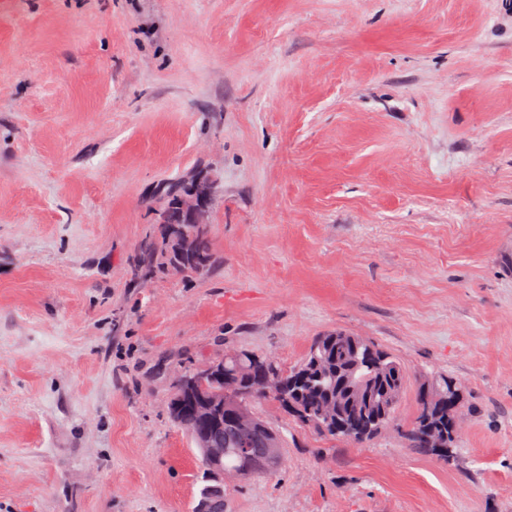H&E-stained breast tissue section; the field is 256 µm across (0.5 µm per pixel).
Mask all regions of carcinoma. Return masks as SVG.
Wrapping results in <instances>:
<instances>
[{"label": "carcinoma", "mask_w": 512, "mask_h": 512, "mask_svg": "<svg viewBox=\"0 0 512 512\" xmlns=\"http://www.w3.org/2000/svg\"><path fill=\"white\" fill-rule=\"evenodd\" d=\"M191 186V181L174 183L166 186L160 193L156 204L149 205L154 215V223L159 224L165 212L170 209ZM197 250L201 251L198 259L176 257L171 254L169 244L161 241L150 244L137 258L136 272L161 274L166 267L174 265L188 277L204 276L217 264L218 259L212 251L210 240H202ZM362 340L341 330L331 331L315 338L308 348L310 356L291 370L283 371V383L275 391L257 392L248 396L249 404L262 400H273L279 404L293 419L316 432L329 437L336 434L329 428H322V418L318 415L321 407L332 403L339 404L344 410L368 398L374 406L384 396L395 393L402 396L407 388V376L401 363L394 356H389L381 369H370L359 361L353 353V344ZM270 356L248 350H235L233 356L226 359L217 358L204 366L180 371L175 376L168 401V413L178 426L189 431L197 422L192 414V405L184 394L182 377L197 373L203 375L216 362H224V368L236 371L238 382L246 381L250 375L263 368ZM418 413L408 430L407 439L410 447L446 461L454 453L455 418L459 417L461 406L451 411L446 409L439 413L426 412L431 406L422 393H417ZM259 426L251 429L250 443L231 444L224 451L222 469L236 472L241 467L243 449L257 448L267 438V431L273 430L263 418H258Z\"/></svg>", "instance_id": "obj_1"}]
</instances>
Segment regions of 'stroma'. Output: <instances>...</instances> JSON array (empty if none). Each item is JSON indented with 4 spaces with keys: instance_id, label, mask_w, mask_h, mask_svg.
<instances>
[{
    "instance_id": "obj_1",
    "label": "stroma",
    "mask_w": 512,
    "mask_h": 512,
    "mask_svg": "<svg viewBox=\"0 0 512 512\" xmlns=\"http://www.w3.org/2000/svg\"><path fill=\"white\" fill-rule=\"evenodd\" d=\"M207 174L221 261L140 281ZM343 330L408 374L370 442L272 401L226 512H512V0H0V512H193L172 377ZM464 406L410 449L421 384ZM195 177L188 181L169 184L160 193L156 204L149 208L154 215V224H161L165 212L170 209L191 186ZM218 192V183L212 178L198 175L189 189L188 195L170 212L166 213L162 224L170 225L174 231L172 248L180 254L188 247L194 231H200L207 223V213L211 200ZM154 204V205H153ZM212 206L210 207L211 210ZM463 396L459 398L456 408L448 413V408L439 413L433 412L431 402L427 401L422 395L420 389L417 393L418 413L408 430L407 439L410 447L422 451L437 459L448 461L454 453L455 438V418H459L460 409L462 407ZM426 406L429 407V417L425 419ZM442 434L446 435L444 443L446 448H436L435 440Z\"/></svg>"
}]
</instances>
